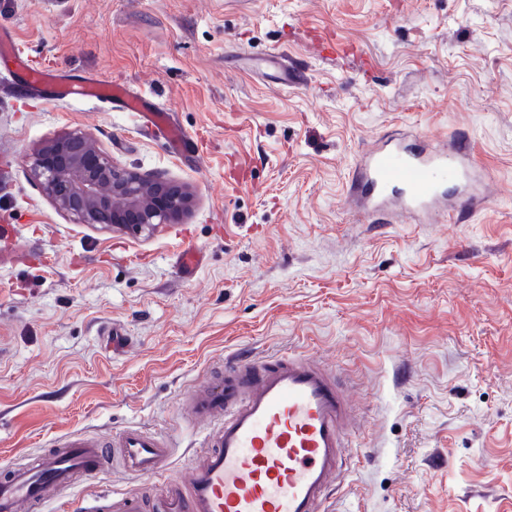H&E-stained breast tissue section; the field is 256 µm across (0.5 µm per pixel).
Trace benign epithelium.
I'll return each instance as SVG.
<instances>
[{"instance_id": "1", "label": "benign epithelium", "mask_w": 512, "mask_h": 512, "mask_svg": "<svg viewBox=\"0 0 512 512\" xmlns=\"http://www.w3.org/2000/svg\"><path fill=\"white\" fill-rule=\"evenodd\" d=\"M28 163L56 208L80 224L152 231L181 221L193 201L184 184L119 168L112 155L82 131L48 141Z\"/></svg>"}]
</instances>
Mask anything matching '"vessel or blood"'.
<instances>
[{"label": "vessel or blood", "instance_id": "1", "mask_svg": "<svg viewBox=\"0 0 512 512\" xmlns=\"http://www.w3.org/2000/svg\"><path fill=\"white\" fill-rule=\"evenodd\" d=\"M260 63L279 70L283 81L299 80L285 52L271 51ZM0 68L51 103L89 99L138 113L175 157L200 153L197 140L174 122L170 109L121 84L34 65L6 27H0ZM469 157L461 140L437 148L386 138L363 152L351 199L368 207L379 224L389 223L393 203L414 220L438 207L451 218L476 213L480 198L448 192L472 185ZM204 259L201 249L189 246L178 252L175 264L189 281ZM179 408L206 432L181 470L170 469L175 440L149 429L115 430L107 447L96 435L69 433L54 448L0 472V512H39L48 500H65L78 482L103 472L110 456L127 475L152 477L155 486L144 497H113L104 509L88 503L85 512H143L147 497L154 512H326L348 465L350 438L361 425L348 381L335 366L305 353H237L225 363L223 380L189 386Z\"/></svg>", "mask_w": 512, "mask_h": 512}]
</instances>
